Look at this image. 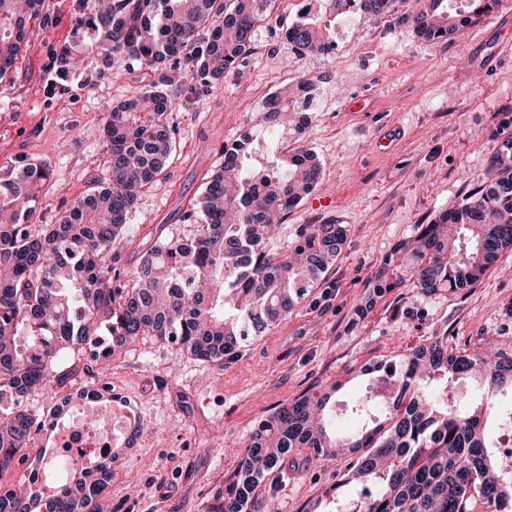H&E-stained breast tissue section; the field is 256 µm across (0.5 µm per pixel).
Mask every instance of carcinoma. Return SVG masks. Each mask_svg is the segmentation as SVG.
Returning <instances> with one entry per match:
<instances>
[{"mask_svg":"<svg viewBox=\"0 0 512 512\" xmlns=\"http://www.w3.org/2000/svg\"><path fill=\"white\" fill-rule=\"evenodd\" d=\"M280 0H98L86 19L95 39L76 31L58 54L62 75L85 55L108 65L115 56L135 61L148 78L143 90L112 107L103 120L110 181L73 200L57 223L29 224L45 163H24L0 176V388L15 406L0 411V474L26 462L25 453L45 420L23 399L54 384L63 387L74 369L63 358L82 353L90 364L108 365L139 336L177 345L200 360L224 363L252 336L288 315L336 263L348 238L334 220L300 225L301 241L273 252L269 240L279 222L318 186L323 162L304 148H288L302 133L292 107L298 86L285 85L266 98L257 122L224 146V163L210 173L193 204L200 224L189 237H170L156 227L136 267L119 272L112 246L132 243L127 219L143 190L160 180L175 143L174 96L169 87L192 91L238 73L253 50L256 30L276 23L296 59L323 55L333 43V14L350 0H320L332 17L316 11L290 22ZM449 0L405 15L427 43L460 35V16ZM463 16L474 25L501 0H464ZM375 15L397 0H358ZM42 0H0V81L15 70L26 27L41 14ZM481 185L463 202L399 242L384 260L393 274L385 287L400 288L404 274L423 295L460 294L512 252V133L498 132ZM112 336L100 352L95 338ZM471 380V398L448 392ZM387 394L345 408L356 423L337 430L331 394L310 393L270 413L250 444L237 453L235 472L212 512H267L276 482L288 477V460L313 463L336 449L353 455L336 483L329 512L363 486L376 493L352 512H512V456L489 439L505 414L484 395L512 391V342L490 340L479 350L448 346L435 338L404 359L384 379ZM79 479L60 484L43 499L31 488L0 485V512H103V489L117 480L112 461L82 466Z\"/></svg>","mask_w":512,"mask_h":512,"instance_id":"cac0c4a2","label":"carcinoma"}]
</instances>
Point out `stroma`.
<instances>
[{
	"label": "stroma",
	"instance_id": "1",
	"mask_svg": "<svg viewBox=\"0 0 512 512\" xmlns=\"http://www.w3.org/2000/svg\"><path fill=\"white\" fill-rule=\"evenodd\" d=\"M375 16L360 7L337 16L334 53L295 60L281 32L260 27L239 74L201 95L181 92L173 113L175 146L166 175L140 196L128 222L134 245L120 243L119 265L131 269L135 246H149L156 225L191 235V204L223 158L226 141L249 128L265 98L298 78L327 92L302 143L326 165L318 188L286 215L272 251L293 246L304 224L336 219L349 226L336 264L287 318L250 339L234 359L198 360L152 336L130 343L108 370L78 372L73 389L112 387L140 399L134 445L115 451L122 474L108 502L112 512H211L231 476L236 454L275 407L334 389L338 405L364 395L363 367L404 357L431 337L457 348L512 336V253L463 294L422 295L403 286L377 287L393 247L461 202L484 177L494 132L512 131V51L492 70L477 59L512 41V0L454 41L425 43L402 19L419 8ZM43 22L28 24L27 47L12 79L0 82V172L19 161L48 162L34 224L55 221L92 183H106L102 121L112 105L144 88L136 62L110 66L87 57L50 85L48 55L70 44L77 0H43ZM401 126L393 144L376 139L380 124ZM349 464L326 456L292 465L275 512H308Z\"/></svg>",
	"mask_w": 512,
	"mask_h": 512
}]
</instances>
